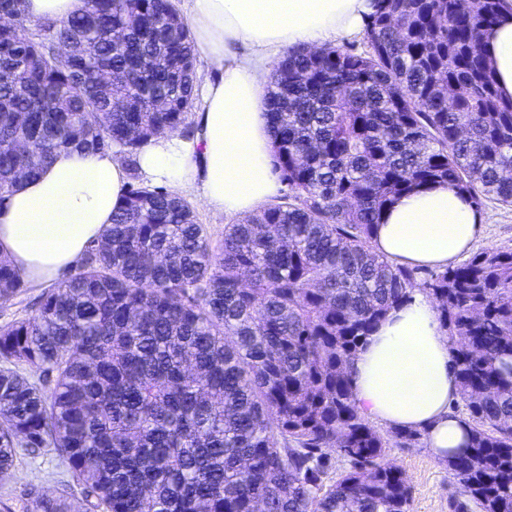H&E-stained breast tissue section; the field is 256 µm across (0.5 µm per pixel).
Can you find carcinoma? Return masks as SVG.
Instances as JSON below:
<instances>
[{"label":"carcinoma","mask_w":512,"mask_h":512,"mask_svg":"<svg viewBox=\"0 0 512 512\" xmlns=\"http://www.w3.org/2000/svg\"><path fill=\"white\" fill-rule=\"evenodd\" d=\"M510 10L372 0L361 49L291 50L265 98L287 192L217 243L185 199L128 185L38 314L0 327V477L20 448L68 472L55 497L32 487L28 512H72L76 490L88 512H407L387 448L423 433L375 430L350 374L414 280L374 232L440 183L512 207V99L480 48ZM28 21L0 29V203L60 150L132 161L185 124L195 57L172 0H84L35 37ZM102 69L120 79L100 87ZM23 288L0 259V303ZM426 290L470 430L448 460L450 508L512 512V249L438 269Z\"/></svg>","instance_id":"obj_1"}]
</instances>
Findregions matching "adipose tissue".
I'll use <instances>...</instances> for the list:
<instances>
[{"mask_svg": "<svg viewBox=\"0 0 512 512\" xmlns=\"http://www.w3.org/2000/svg\"><path fill=\"white\" fill-rule=\"evenodd\" d=\"M371 10L370 0H191V38L220 73L202 87L193 139L166 131L143 146L142 181L192 191L219 214L250 216L278 191L263 95L280 51L360 33ZM484 49L502 92L512 96V19ZM127 185L114 153L58 152L0 203V258L30 285L57 284L102 238ZM477 228L474 208L457 190L436 186L386 210L374 249L405 265L443 268L470 248ZM352 377L369 417L426 429L439 460L465 450L468 428L450 409L457 392L450 341L424 295H413L370 336Z\"/></svg>", "mask_w": 512, "mask_h": 512, "instance_id": "obj_1", "label": "adipose tissue"}]
</instances>
